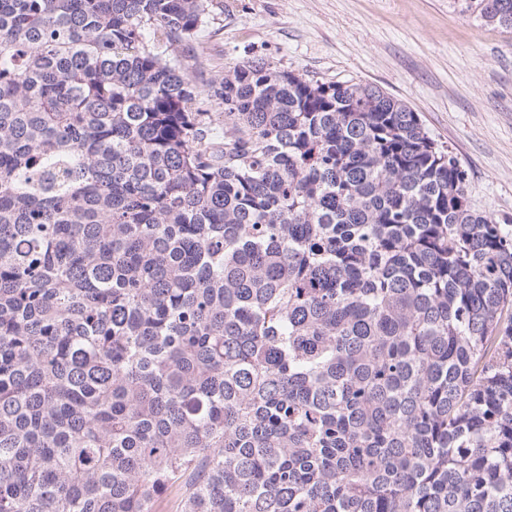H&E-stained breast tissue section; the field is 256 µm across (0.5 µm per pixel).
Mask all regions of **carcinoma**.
I'll return each mask as SVG.
<instances>
[{
  "instance_id": "carcinoma-1",
  "label": "carcinoma",
  "mask_w": 512,
  "mask_h": 512,
  "mask_svg": "<svg viewBox=\"0 0 512 512\" xmlns=\"http://www.w3.org/2000/svg\"><path fill=\"white\" fill-rule=\"evenodd\" d=\"M512 29V0H465ZM208 0H0V512H512V234L380 88Z\"/></svg>"
}]
</instances>
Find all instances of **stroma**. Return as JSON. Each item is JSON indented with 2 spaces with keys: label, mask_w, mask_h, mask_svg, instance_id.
Segmentation results:
<instances>
[{
  "label": "stroma",
  "mask_w": 512,
  "mask_h": 512,
  "mask_svg": "<svg viewBox=\"0 0 512 512\" xmlns=\"http://www.w3.org/2000/svg\"><path fill=\"white\" fill-rule=\"evenodd\" d=\"M202 94L247 59L309 81L370 83L418 112L467 173L469 205L512 232V29L459 0H209L194 37L166 45Z\"/></svg>",
  "instance_id": "obj_1"
}]
</instances>
